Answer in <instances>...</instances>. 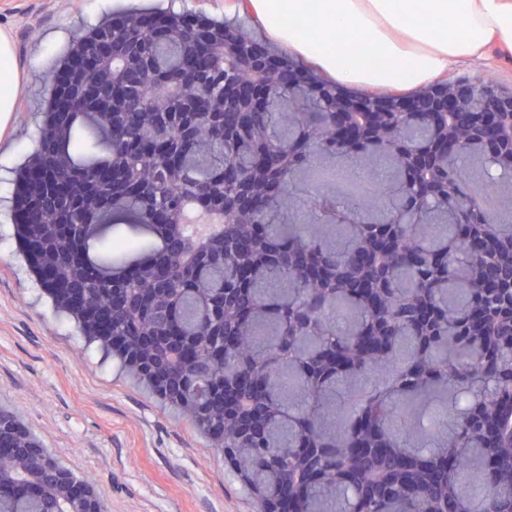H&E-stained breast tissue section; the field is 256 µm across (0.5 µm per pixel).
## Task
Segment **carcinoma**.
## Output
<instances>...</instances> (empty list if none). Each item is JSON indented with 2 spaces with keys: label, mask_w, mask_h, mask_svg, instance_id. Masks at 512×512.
<instances>
[{
  "label": "carcinoma",
  "mask_w": 512,
  "mask_h": 512,
  "mask_svg": "<svg viewBox=\"0 0 512 512\" xmlns=\"http://www.w3.org/2000/svg\"><path fill=\"white\" fill-rule=\"evenodd\" d=\"M144 12L106 17L74 43L56 67L110 39L134 42L151 71L135 89L156 103L177 78L182 56L201 33L224 21ZM247 73L216 60L205 83L215 90ZM485 108L512 91L474 78ZM57 81L49 82L38 148L19 173L14 197L23 259L52 300L133 371L114 336H168L146 359L143 378L179 408L216 448L235 449L249 486L262 490L260 512L288 480L302 489L297 512H512V439L494 433L512 416V327L495 317L481 331L470 316L484 303L483 275L512 266V216L467 212L470 173L495 169L480 196L499 197L512 181V148L462 159L419 196L405 158L427 149L438 130L423 113L383 122L349 148L328 113L336 84L309 73L307 83L272 89V104L238 127L233 112L206 124L174 106L167 130L177 155L136 158L115 141L120 115L78 107L62 119ZM157 113L145 108L129 138L153 139ZM259 144L277 174L257 191L251 213L225 209L198 239L200 187L222 186L224 164H256ZM340 164L372 182L349 197L334 183L304 200L310 173ZM103 205L84 223L72 197L99 170ZM306 201L307 218L297 213ZM40 202L38 224L26 208ZM489 309L512 314V287ZM238 347L218 356L205 340L223 332ZM252 367L264 391L244 404L266 418L254 435L224 419V380ZM0 512H69L66 494L44 466L46 449L0 426Z\"/></svg>",
  "instance_id": "cac0c4a2"
}]
</instances>
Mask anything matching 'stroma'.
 I'll return each mask as SVG.
<instances>
[{
	"mask_svg": "<svg viewBox=\"0 0 512 512\" xmlns=\"http://www.w3.org/2000/svg\"><path fill=\"white\" fill-rule=\"evenodd\" d=\"M225 0H0L21 90L0 134V409L74 475L106 512H259L223 453L180 410L120 369L52 306L16 254V172L32 152L59 58L103 17L159 7L224 17Z\"/></svg>",
	"mask_w": 512,
	"mask_h": 512,
	"instance_id": "obj_1",
	"label": "stroma"
}]
</instances>
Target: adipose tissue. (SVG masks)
I'll list each match as a JSON object with an SVG mask.
<instances>
[{"mask_svg": "<svg viewBox=\"0 0 512 512\" xmlns=\"http://www.w3.org/2000/svg\"><path fill=\"white\" fill-rule=\"evenodd\" d=\"M227 9L369 96L443 84L450 68L490 55L512 61V0H229ZM353 43L364 53L348 52Z\"/></svg>", "mask_w": 512, "mask_h": 512, "instance_id": "obj_1", "label": "adipose tissue"}]
</instances>
